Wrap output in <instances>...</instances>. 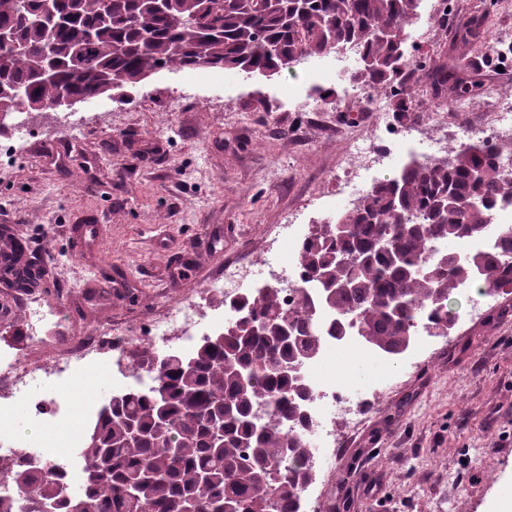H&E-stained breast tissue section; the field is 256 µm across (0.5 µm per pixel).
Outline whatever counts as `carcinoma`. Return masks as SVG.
Listing matches in <instances>:
<instances>
[{
  "mask_svg": "<svg viewBox=\"0 0 512 512\" xmlns=\"http://www.w3.org/2000/svg\"><path fill=\"white\" fill-rule=\"evenodd\" d=\"M418 0H0V88L47 104L66 93L80 101L118 80L134 88L148 71L238 69L273 76L352 44L350 78L392 86ZM459 60L470 57L486 25L465 20ZM54 73L45 81L36 61ZM432 85L460 102L471 87L437 68ZM409 91L393 95L398 121L414 118ZM474 146L413 161L321 225L299 263L317 296L301 292L284 308L278 288L241 301V314L190 354L131 352L132 370L153 373L144 391L125 392L100 414L80 454L84 488L63 496L65 477L24 460L12 466L14 492L0 512H298L299 487L313 479L310 444L300 429L310 389L289 367L317 356L324 335L353 331L397 358L428 314L429 335L448 334V298L470 286L512 288L491 257L449 248L478 234L492 206L512 199V171ZM334 315L327 326L318 311Z\"/></svg>",
  "mask_w": 512,
  "mask_h": 512,
  "instance_id": "carcinoma-1",
  "label": "carcinoma"
}]
</instances>
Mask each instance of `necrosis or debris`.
<instances>
[{
  "mask_svg": "<svg viewBox=\"0 0 512 512\" xmlns=\"http://www.w3.org/2000/svg\"><path fill=\"white\" fill-rule=\"evenodd\" d=\"M490 120L483 124L468 121L451 125L435 118L433 129L386 122L377 127L371 141H350L345 146L347 164L337 173L334 191L321 202L329 214L351 208L363 188L375 182L381 172H395L407 162L420 160L427 153L442 154L448 148L465 149L474 145H501L512 141V93L491 100ZM512 227V202L498 203L494 218L483 232L465 243L470 255L494 257L502 269L512 270V251L502 248L500 240ZM319 230L309 223L304 210L289 211L271 246L259 261L239 260L225 263L223 272L204 289L201 297L173 303L146 336L114 333L98 340L82 341L49 362H22L13 346L0 345V457L15 462L27 456L28 445L16 434L15 409L26 403L30 415L49 422L50 427L37 441L36 459L47 467L65 473L73 488H80L76 476L77 448L83 447L96 428L101 401L92 389L94 375L110 371L112 387L118 392L144 390L152 384L150 373L133 374L130 351L138 346L166 354H190L197 343L219 335L224 329L227 307L251 293L256 280L280 289L285 304H293L300 289H311L297 256L307 240ZM351 352L370 372L360 380L336 376L332 367L338 350ZM312 396L308 402L305 433L312 443L308 467L331 470L336 461V446L343 429L358 425L378 395L391 389L396 366L390 357L352 336L339 342L326 339L319 356L302 367ZM55 381L52 394L34 390V382ZM80 403L81 419L74 422L63 416L70 400Z\"/></svg>",
  "mask_w": 512,
  "mask_h": 512,
  "instance_id": "4bbe7bcc",
  "label": "necrosis or debris"
}]
</instances>
